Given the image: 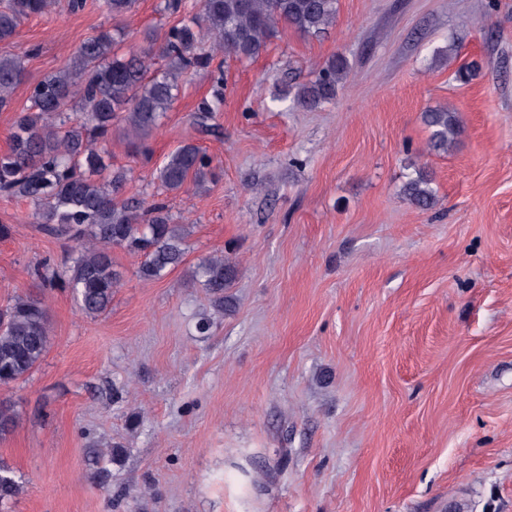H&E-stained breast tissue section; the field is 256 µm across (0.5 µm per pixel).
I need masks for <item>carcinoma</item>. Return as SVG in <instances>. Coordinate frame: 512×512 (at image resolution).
Returning <instances> with one entry per match:
<instances>
[{
  "label": "carcinoma",
  "instance_id": "1",
  "mask_svg": "<svg viewBox=\"0 0 512 512\" xmlns=\"http://www.w3.org/2000/svg\"><path fill=\"white\" fill-rule=\"evenodd\" d=\"M99 8L117 21L82 39L68 64L30 85V105L17 113L9 147L0 153V193L26 201L44 231L75 246L65 284L81 309L99 315L112 304L121 282L112 250L141 257L139 277L156 280L184 261L188 225L155 197H126L127 173L107 163V142L117 122L138 153L177 100L181 81L197 69H211L212 99L193 114L202 132H213V112L223 101L222 56L242 62L264 54L282 28L309 37L325 33L336 17V0H200L199 12L169 28L147 46L121 51L125 28L118 25L135 0H98ZM85 6V0H7L0 7V42L17 36L22 20ZM163 61L160 68L154 60ZM350 72L338 53L314 79L290 87L297 108L316 110L336 99ZM26 79L25 57L0 55V109L10 106L15 89ZM432 150L446 152L462 132L456 113L446 106L423 112ZM217 176L202 147L184 143L169 153L157 171L166 192L191 184L202 189ZM404 199L421 210L435 203L431 176L415 170L401 186ZM236 264L215 254L203 258L190 280L205 290L219 310L233 307L226 288L236 279ZM49 312L34 292L16 295L0 309V386L27 377L49 347ZM16 426L13 407L0 402V435ZM23 493L13 468L0 460V512Z\"/></svg>",
  "mask_w": 512,
  "mask_h": 512
}]
</instances>
